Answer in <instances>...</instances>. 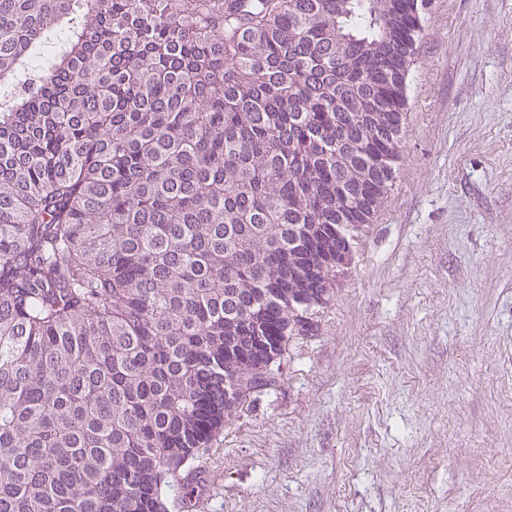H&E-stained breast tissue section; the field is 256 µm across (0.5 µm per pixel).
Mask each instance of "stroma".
<instances>
[{
	"label": "stroma",
	"mask_w": 512,
	"mask_h": 512,
	"mask_svg": "<svg viewBox=\"0 0 512 512\" xmlns=\"http://www.w3.org/2000/svg\"><path fill=\"white\" fill-rule=\"evenodd\" d=\"M393 182L171 512H512V0H423Z\"/></svg>",
	"instance_id": "1"
}]
</instances>
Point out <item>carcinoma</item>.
I'll return each mask as SVG.
<instances>
[{"label": "carcinoma", "instance_id": "1", "mask_svg": "<svg viewBox=\"0 0 512 512\" xmlns=\"http://www.w3.org/2000/svg\"><path fill=\"white\" fill-rule=\"evenodd\" d=\"M419 0H0V512H168L393 180Z\"/></svg>", "mask_w": 512, "mask_h": 512}]
</instances>
